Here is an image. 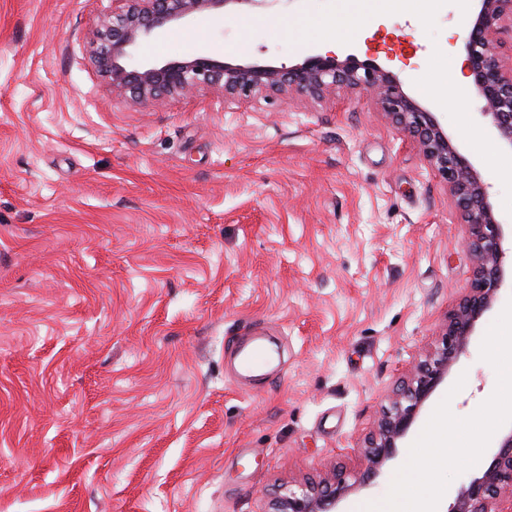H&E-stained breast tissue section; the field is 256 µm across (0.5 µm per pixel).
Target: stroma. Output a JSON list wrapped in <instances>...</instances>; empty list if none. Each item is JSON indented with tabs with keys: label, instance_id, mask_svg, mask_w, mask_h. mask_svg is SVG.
I'll list each match as a JSON object with an SVG mask.
<instances>
[{
	"label": "stroma",
	"instance_id": "stroma-1",
	"mask_svg": "<svg viewBox=\"0 0 512 512\" xmlns=\"http://www.w3.org/2000/svg\"><path fill=\"white\" fill-rule=\"evenodd\" d=\"M116 0H0V512H265L344 466L393 388L438 346L472 270L447 186L365 94L256 100L204 90L113 97L92 42ZM277 0L207 13L139 60L292 65L308 48L405 79L512 226V157L477 94L426 87L465 57L467 14L422 0ZM347 20L332 45L324 19ZM422 408L374 485L382 501L431 411L466 417L496 386L482 339ZM270 339L274 372L237 350ZM466 384L451 388L458 378Z\"/></svg>",
	"mask_w": 512,
	"mask_h": 512
}]
</instances>
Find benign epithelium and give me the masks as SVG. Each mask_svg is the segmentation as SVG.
<instances>
[{
    "label": "benign epithelium",
    "instance_id": "7a95c632",
    "mask_svg": "<svg viewBox=\"0 0 512 512\" xmlns=\"http://www.w3.org/2000/svg\"><path fill=\"white\" fill-rule=\"evenodd\" d=\"M123 7L103 20L93 59L112 93L145 104L184 96L205 88L226 97L251 99L271 95L322 99L338 88L364 91L386 115L412 135L436 175L448 186L465 225L464 247L473 264L472 277L457 307L448 315L440 344L393 390L377 429L361 447L366 462L358 476L338 467L327 477L306 480L279 490L270 512H338L350 493L367 486L395 457L432 392L465 353L479 320L507 286L506 233L494 218L488 192L474 164L443 130L434 113L410 97L397 75L355 54L344 58L309 53L301 62L274 66L260 62L231 63L211 56L143 63L139 46L171 27L229 4L259 5L267 0H122ZM465 50L472 85L483 98V115L512 151V66L499 53L498 35L512 0H473ZM449 512H512V428L505 432L486 467L457 493Z\"/></svg>",
    "mask_w": 512,
    "mask_h": 512
}]
</instances>
